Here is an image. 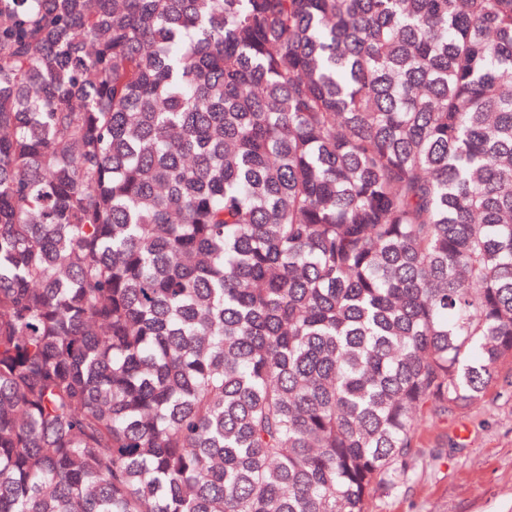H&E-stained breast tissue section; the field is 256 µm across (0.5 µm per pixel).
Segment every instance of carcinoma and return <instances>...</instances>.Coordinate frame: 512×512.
Returning <instances> with one entry per match:
<instances>
[{"instance_id": "obj_1", "label": "carcinoma", "mask_w": 512, "mask_h": 512, "mask_svg": "<svg viewBox=\"0 0 512 512\" xmlns=\"http://www.w3.org/2000/svg\"><path fill=\"white\" fill-rule=\"evenodd\" d=\"M512 359V0H0V512H370Z\"/></svg>"}]
</instances>
